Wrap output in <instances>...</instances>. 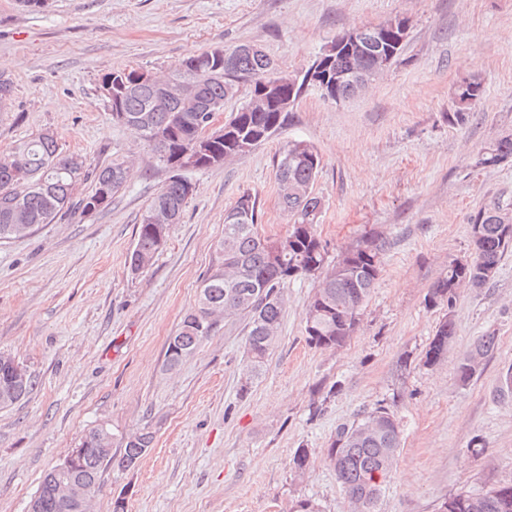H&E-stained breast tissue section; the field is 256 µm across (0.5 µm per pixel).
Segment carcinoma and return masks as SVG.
Returning <instances> with one entry per match:
<instances>
[{
    "label": "carcinoma",
    "instance_id": "obj_1",
    "mask_svg": "<svg viewBox=\"0 0 512 512\" xmlns=\"http://www.w3.org/2000/svg\"><path fill=\"white\" fill-rule=\"evenodd\" d=\"M343 71L365 73L374 81L383 69L370 55L344 54L338 60ZM135 69L124 68L107 74L112 96L107 98L112 121L148 143L159 162L170 173L167 183L141 215L135 246L128 256V269L137 275L148 268L166 242L167 224H152L154 212H170L181 217L190 196L191 181L185 172L221 167L228 160L248 153L244 145L253 139L255 148L268 140L288 121L291 111L252 112L249 100L270 83L276 64L264 52L249 54L243 45L207 49L182 63L181 70L157 80L155 85L132 78ZM482 95L481 83L473 80L458 88L455 96L469 100L448 113V124L462 125ZM232 101L241 105L231 121L204 148L196 146L199 119L208 111L222 109ZM512 160V135L504 136L480 150L475 166L486 169ZM320 157L311 144L297 150L295 143L283 147L277 156L276 180L282 208L292 221V229L263 244L259 232L257 198L251 193L239 197L232 210L236 220L224 221V237L218 244L221 263L206 277L199 289L198 306L187 313L166 350V364L173 368L192 355L214 330L213 316L242 317L245 325L246 363L244 375L250 380L260 374L278 336L285 288L302 277H317L319 285L310 296L305 312L307 342L314 348H333L355 332L361 311L382 272L388 240L371 232L346 249L336 260L328 261L325 245L317 233L322 198L313 186L320 169ZM130 177L123 162L91 166L80 155H64L55 136L42 133L19 144L0 157V240L11 239L15 217L21 215L32 227L52 224L78 208L95 213L112 202ZM91 183V191L74 199L77 188ZM512 210L501 206L484 208L471 218L472 259L464 264L453 259L448 271L428 292V303H456L460 288H481L496 275L503 257L512 252ZM454 334V323H439L424 355V364H437ZM33 374L13 383L0 377V406L11 407L25 400L35 389ZM101 428L89 430L82 438V457L68 476L84 482L92 492L100 489L104 471L112 467L127 470L136 466L152 448L150 428L127 438L119 455L100 450ZM401 447V431L394 414L384 406L362 410L349 424L336 428L326 460L350 501L360 503V512H375L382 488L390 477ZM310 463V451L298 448L290 464L295 476L302 477ZM60 475L49 470L33 496L35 512H68L57 494ZM440 512H512V485L500 494L459 493L440 506Z\"/></svg>",
    "mask_w": 512,
    "mask_h": 512
}]
</instances>
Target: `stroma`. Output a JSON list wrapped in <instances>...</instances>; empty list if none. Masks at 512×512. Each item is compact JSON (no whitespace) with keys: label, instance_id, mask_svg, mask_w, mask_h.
Listing matches in <instances>:
<instances>
[{"label":"stroma","instance_id":"1","mask_svg":"<svg viewBox=\"0 0 512 512\" xmlns=\"http://www.w3.org/2000/svg\"><path fill=\"white\" fill-rule=\"evenodd\" d=\"M396 16L408 20L398 63L339 104L308 91L252 152L190 171L180 221L150 268L130 274L141 215L168 174L151 146L113 123L104 74L168 75L202 50L238 44L261 46L288 74L343 31ZM0 75L14 85L0 155L49 130L63 154L133 163L105 210L0 240V351L37 378L25 401L0 409V512H27L43 475L100 424L113 448L145 427L155 443L136 467L106 471L92 512H112L119 496L127 512H290L304 498L351 512L324 450L339 425L379 404L394 413L401 448L376 512H438L453 495L512 482V394L500 393L512 368V252L454 307L425 301L449 261L468 254L472 215L512 207V161L474 165L512 133V0H48L37 12L0 0ZM467 79L482 96L466 124L449 125ZM291 140L321 156L314 191L329 259L371 231L389 242L356 332L311 347L304 313L318 281L302 278L285 290L278 339L252 383L239 318L167 368L169 339L220 261L237 199L256 195L260 232L287 235L274 166ZM446 316L448 350L424 365ZM489 332L495 350L462 384L458 363ZM299 448L312 451L301 478L290 468Z\"/></svg>","mask_w":512,"mask_h":512}]
</instances>
